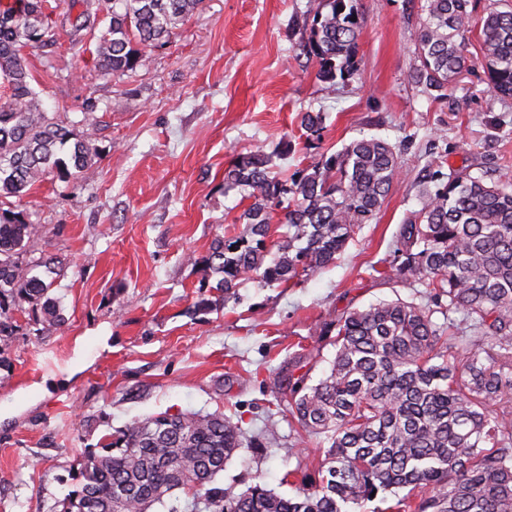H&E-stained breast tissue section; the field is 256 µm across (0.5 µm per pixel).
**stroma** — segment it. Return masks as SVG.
Masks as SVG:
<instances>
[{
	"label": "stroma",
	"mask_w": 512,
	"mask_h": 512,
	"mask_svg": "<svg viewBox=\"0 0 512 512\" xmlns=\"http://www.w3.org/2000/svg\"><path fill=\"white\" fill-rule=\"evenodd\" d=\"M361 33L350 76L327 91L302 46L320 0H204L154 48L146 66L107 77L96 41L73 43L77 10L60 4L55 44L28 51L44 109L74 132L96 126L99 157L78 186L44 179L7 200L37 224L33 257L48 255L63 323L39 334L19 315L0 370V512H52L84 453L137 418L223 412L243 440L218 484L295 493L317 472L325 436L277 411L279 383L297 366L318 381L344 311L380 300L422 303L426 290L384 277L399 231L418 210L429 172L470 170L512 184V100L488 88L477 33L473 70L436 99L416 86L414 33L425 0H358ZM465 106H457V98ZM326 115L309 145L296 116ZM362 137L394 145L402 173L372 223L334 265L293 286L247 283L228 302L203 260L241 231L247 205L225 193L224 170L256 148L290 149L275 169L310 164ZM277 427L276 439L266 431Z\"/></svg>",
	"instance_id": "obj_1"
}]
</instances>
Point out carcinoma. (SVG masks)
Segmentation results:
<instances>
[{
	"instance_id": "cac0c4a2",
	"label": "carcinoma",
	"mask_w": 512,
	"mask_h": 512,
	"mask_svg": "<svg viewBox=\"0 0 512 512\" xmlns=\"http://www.w3.org/2000/svg\"><path fill=\"white\" fill-rule=\"evenodd\" d=\"M203 0H112L96 37L95 66L108 74L146 65L145 49L165 43ZM470 0H426L415 34L420 65L410 78L446 95L467 68ZM306 53L334 87L352 72L361 22L358 0H324ZM479 42L490 89L512 99V10L492 8ZM58 33L47 0L0 8V200L20 197L52 175L76 185L99 153L96 132L78 136L42 108L24 50ZM325 116L300 125L321 141ZM259 148L224 170V190L247 191L240 234L220 238L204 259L224 301L245 280L287 284L336 262L363 224L376 220L400 173L390 143L362 138L342 151L273 173ZM420 208L400 230L397 262L386 275L418 283L438 308L461 313L484 346L468 347L433 321L426 304L401 298L336 316V353L315 384L288 374L278 404L311 434H324L325 470L292 496L259 483L235 494L216 483L239 448L241 427L221 412H167L104 436L84 455L59 512H353L397 498L396 512H512V189L468 170L431 175ZM288 235L271 239L275 215ZM38 228L23 212H0V368L3 346L27 303L43 331L63 321L51 284L33 274L48 261L28 256ZM407 490L404 495L399 491ZM192 499L180 501V494Z\"/></svg>"
}]
</instances>
